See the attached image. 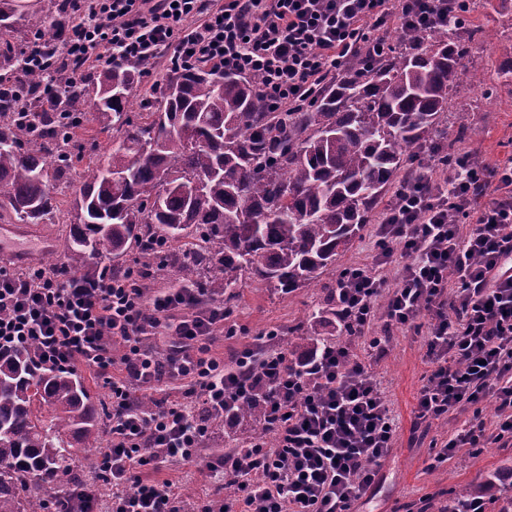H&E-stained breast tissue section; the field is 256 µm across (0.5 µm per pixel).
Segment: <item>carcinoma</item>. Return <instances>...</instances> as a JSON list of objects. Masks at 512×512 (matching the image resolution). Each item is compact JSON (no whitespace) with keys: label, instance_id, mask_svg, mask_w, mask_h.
<instances>
[{"label":"carcinoma","instance_id":"obj_1","mask_svg":"<svg viewBox=\"0 0 512 512\" xmlns=\"http://www.w3.org/2000/svg\"><path fill=\"white\" fill-rule=\"evenodd\" d=\"M21 0H0V217L40 224L59 211L54 185L85 162L73 200L68 277L86 258L131 247L165 260L183 249L182 282H204L227 304L240 278L269 288H308L336 265L406 180L405 158L420 153L449 95L466 76L472 41L410 32L408 50H389L364 71L347 69L310 107L266 111L259 78L197 66L173 71L157 93H137L148 63L131 61L75 78L55 60V76L24 66L15 44ZM71 21L69 0H53L28 26L50 49ZM138 105L139 111L131 110ZM96 114L112 138L72 153V115ZM34 347L0 356V512H51L81 483L72 468L100 447L97 412L72 372L38 367ZM262 423V396L236 407ZM490 498L512 512V495L490 480L455 495L450 512Z\"/></svg>","mask_w":512,"mask_h":512}]
</instances>
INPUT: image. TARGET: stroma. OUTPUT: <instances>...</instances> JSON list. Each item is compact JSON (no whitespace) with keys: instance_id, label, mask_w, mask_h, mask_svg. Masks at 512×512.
<instances>
[{"instance_id":"stroma-1","label":"stroma","mask_w":512,"mask_h":512,"mask_svg":"<svg viewBox=\"0 0 512 512\" xmlns=\"http://www.w3.org/2000/svg\"><path fill=\"white\" fill-rule=\"evenodd\" d=\"M477 9L470 13L458 35L470 38L473 31L483 28L492 31L491 39L475 43L464 59L466 70L485 73L483 83H460L453 98L451 111L442 114L435 131L436 137L451 138L460 123H467L464 139L457 144L459 151H478L486 159H502L512 155V76L494 77L493 71L503 60L512 58V0L501 5L499 0H475ZM78 183L59 184L62 205L45 223L34 225V237H18L0 245V260L11 262L16 252L34 254L35 265L43 260L37 252L40 238L56 243V264H63L65 237L69 231L72 201ZM370 232L338 258L335 267L320 275L316 286L301 288L292 293L267 287L244 279L240 296L234 305L233 322L238 336L225 338L216 332L212 352L232 359L259 335L277 330L279 346L319 335L344 342L345 335L335 324L317 323L312 312L324 308L326 290L332 287L341 269L353 264H367L373 258ZM423 338L410 330L394 331L386 353L378 360L376 370L400 430L387 457L372 494L358 506V512H446L461 487L476 486L491 476L512 475V445L488 444L480 453L460 452L454 457L436 461L431 440H445L460 429L461 423L446 419L425 428L416 417V400L424 377L429 370L424 360ZM162 478L173 482L186 503L192 504L208 496L209 478L201 465L166 466Z\"/></svg>"}]
</instances>
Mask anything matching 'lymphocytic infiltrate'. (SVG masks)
<instances>
[{"mask_svg":"<svg viewBox=\"0 0 512 512\" xmlns=\"http://www.w3.org/2000/svg\"><path fill=\"white\" fill-rule=\"evenodd\" d=\"M82 16L60 49L76 70L126 59L165 70L207 65L258 75L269 111L311 103L362 46L387 47L389 32H439L462 24L467 0H74ZM371 263L345 268L336 284V326L349 341L312 343L284 365L271 349L245 348L253 370L225 366L210 342L224 301L207 289L141 287L133 270L103 267L69 280L44 267L0 265V353L34 344L40 365L84 367L102 378L110 446L96 464L112 487L110 512H352L373 488L399 423L368 354L396 329L425 336L430 366L416 415L469 418L437 455L512 442V157L430 148L412 180L374 226ZM397 285L389 287L388 272ZM172 340L166 359L145 335ZM367 342L358 354L352 340ZM180 382L181 397L157 411L134 389ZM267 389L265 427L275 439L222 452L203 448L213 421L234 430L235 407ZM493 400L495 425L482 405ZM203 463L232 496L186 510L161 464Z\"/></svg>","mask_w":512,"mask_h":512,"instance_id":"1","label":"lymphocytic infiltrate"}]
</instances>
